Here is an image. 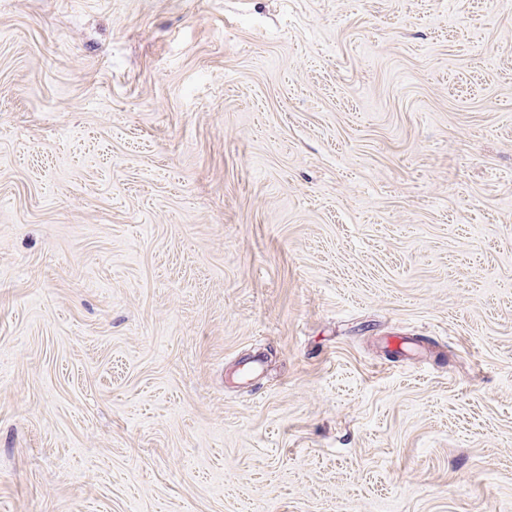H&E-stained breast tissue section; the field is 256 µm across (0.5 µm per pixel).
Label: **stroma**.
I'll return each instance as SVG.
<instances>
[{
	"instance_id": "35a3bbf8",
	"label": "stroma",
	"mask_w": 512,
	"mask_h": 512,
	"mask_svg": "<svg viewBox=\"0 0 512 512\" xmlns=\"http://www.w3.org/2000/svg\"><path fill=\"white\" fill-rule=\"evenodd\" d=\"M0 512H512V0H0Z\"/></svg>"
}]
</instances>
